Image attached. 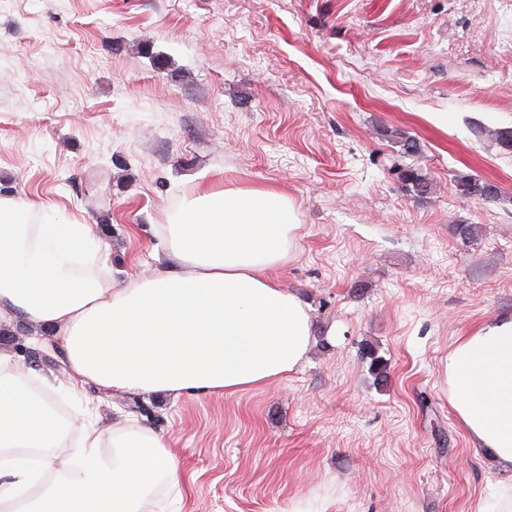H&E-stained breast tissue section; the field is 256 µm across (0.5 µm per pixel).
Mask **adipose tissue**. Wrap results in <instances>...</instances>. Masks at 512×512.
Masks as SVG:
<instances>
[{"mask_svg":"<svg viewBox=\"0 0 512 512\" xmlns=\"http://www.w3.org/2000/svg\"><path fill=\"white\" fill-rule=\"evenodd\" d=\"M299 216L275 189L209 186L163 226L172 263L143 277L99 278L110 249L91 225L0 194V320L52 331L74 378L115 393L231 396L275 383L305 359V302L271 273L295 246ZM474 447L512 470V315L459 338L442 373ZM64 430L47 396L0 356V506L8 512H142L159 482L178 488L168 442L124 423L112 452L90 430L75 469L59 468Z\"/></svg>","mask_w":512,"mask_h":512,"instance_id":"ef3b65f1","label":"adipose tissue"}]
</instances>
